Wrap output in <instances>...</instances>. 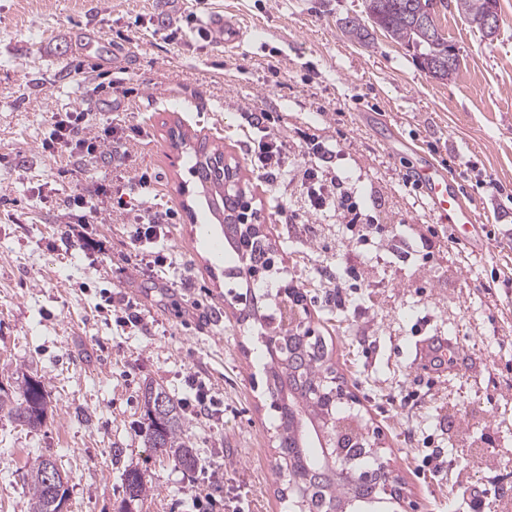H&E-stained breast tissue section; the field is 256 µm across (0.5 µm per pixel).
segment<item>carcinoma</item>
Wrapping results in <instances>:
<instances>
[{"label":"carcinoma","instance_id":"carcinoma-1","mask_svg":"<svg viewBox=\"0 0 512 512\" xmlns=\"http://www.w3.org/2000/svg\"><path fill=\"white\" fill-rule=\"evenodd\" d=\"M456 9L468 20L481 28L480 22L488 14L493 0H455ZM448 9V0H364L366 19L347 18L344 30L362 41L369 35L368 26L384 30L393 39L413 46L418 66L439 79L451 78L458 63L448 62V39L441 33L437 19L440 9ZM370 25H365V22ZM223 154L216 153L205 161L196 162L197 170L204 173V181L218 184V165ZM224 237L230 250L237 255L241 265L228 269V275L237 277L246 272L255 278L271 270L273 258L270 246L260 229L244 230L240 224H229ZM316 339L303 335L268 337L265 385L276 408L278 426L281 427L279 446L282 463L292 476L289 485L295 498L301 497V488L307 483L317 487L311 494L306 512H322V500L340 499L350 492L339 483L333 469V457L321 447L314 425L323 424L326 412L342 413L341 404L333 402L313 405L306 399L304 390L289 395L288 352H297L305 360L304 373L311 386L332 391L334 369L325 364L324 354L316 348ZM8 388H0V416L36 429L44 423L49 391L42 377L31 375L20 368L7 376ZM143 422L140 433L144 446L157 456L175 463L186 473H193L200 460L186 435L188 419L183 406L163 385L149 382L142 390ZM40 461L30 467L27 474L28 512H52L53 496L41 476ZM127 499L122 512H132V506L143 502L153 488L144 474L130 468L125 471Z\"/></svg>","mask_w":512,"mask_h":512}]
</instances>
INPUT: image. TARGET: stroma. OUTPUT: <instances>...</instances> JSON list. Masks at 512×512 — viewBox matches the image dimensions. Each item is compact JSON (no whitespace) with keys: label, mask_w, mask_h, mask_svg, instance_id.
Returning <instances> with one entry per match:
<instances>
[{"label":"stroma","mask_w":512,"mask_h":512,"mask_svg":"<svg viewBox=\"0 0 512 512\" xmlns=\"http://www.w3.org/2000/svg\"><path fill=\"white\" fill-rule=\"evenodd\" d=\"M362 11L363 0H0V374L45 377L51 401L35 430L0 418V512H26L24 475L40 456L68 476V512H119L131 466L154 488L142 512H225L229 501L289 512L262 371L260 337L277 326L243 320L245 282L226 274L237 259L208 247L224 211L189 158L175 159L174 127L188 148L204 140L239 164L274 252L268 304L287 287L304 293L308 325L418 512H512V0H499L491 41L455 8L440 14L459 57L449 80L381 30L351 39L343 22ZM212 12L237 18L246 38L211 42ZM85 88L103 103L126 91L142 131L129 143L127 202L178 212L158 271L131 260L126 211L104 205L85 230L54 196L117 173L100 163L86 175L42 152L51 113L77 107ZM259 111L288 142L272 182L250 163L248 115ZM306 134L339 145L328 175H349L387 234L355 246L335 212L308 213L292 161ZM424 156L456 179L473 240H455L450 216L404 185ZM144 172L153 189L140 188ZM282 202L297 223L278 217ZM84 230L104 253L71 248ZM339 264L357 271L340 291L327 280ZM340 297L350 305L336 328L326 308ZM129 301L140 326L119 322ZM436 336L458 343L454 361L415 360ZM193 378L211 413L189 419L200 466L186 474L144 447L140 396L152 381L194 399ZM216 471L223 493L194 506L192 490Z\"/></svg>","instance_id":"stroma-1"}]
</instances>
